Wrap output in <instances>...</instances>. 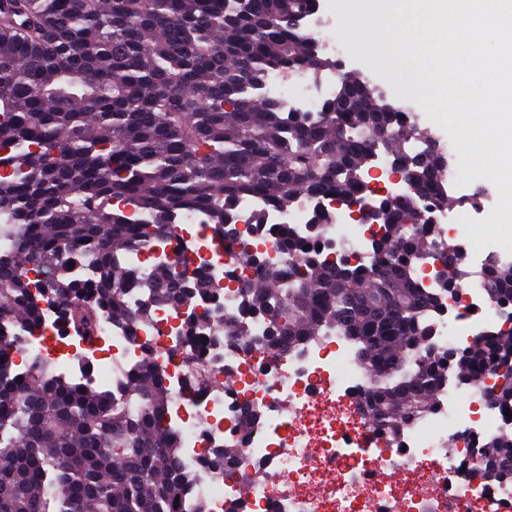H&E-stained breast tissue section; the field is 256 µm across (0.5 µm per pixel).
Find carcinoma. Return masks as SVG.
Masks as SVG:
<instances>
[{"instance_id":"carcinoma-1","label":"carcinoma","mask_w":512,"mask_h":512,"mask_svg":"<svg viewBox=\"0 0 512 512\" xmlns=\"http://www.w3.org/2000/svg\"><path fill=\"white\" fill-rule=\"evenodd\" d=\"M317 0H0V512H210L187 500L172 392L143 346L122 396L56 375L36 353L11 368L24 335L53 307L60 335L98 338L99 319L136 326L153 305L190 308L184 336L217 296L207 275L174 264L149 274L151 301L130 306L124 257L168 237L184 212L212 237L237 241L234 264L257 277L221 336L255 347L247 318L267 320L261 348H297L325 330L355 337L373 376L362 395L390 441L437 408L448 376L469 382L493 365L495 405L512 410V265L485 261L483 286L501 308L494 330L466 349L432 347L440 296L464 287L466 249L448 240L435 288L418 277L435 236L425 209L475 206L479 192L448 194L427 133L353 73L312 116L285 112L264 92L275 74L322 76L336 67L304 18ZM388 154L423 199L375 197L372 261L329 253L321 201L358 195ZM302 196L316 203L309 234L268 224L266 212ZM259 198L250 233L290 259L263 263L236 227ZM311 249H305V246ZM322 249H317V246ZM240 450L208 445L201 463L236 473ZM482 479L512 483V430L483 441Z\"/></svg>"}]
</instances>
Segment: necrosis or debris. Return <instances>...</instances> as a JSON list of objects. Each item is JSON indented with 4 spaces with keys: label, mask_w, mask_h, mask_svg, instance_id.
Instances as JSON below:
<instances>
[{
    "label": "necrosis or debris",
    "mask_w": 512,
    "mask_h": 512,
    "mask_svg": "<svg viewBox=\"0 0 512 512\" xmlns=\"http://www.w3.org/2000/svg\"><path fill=\"white\" fill-rule=\"evenodd\" d=\"M346 219L345 213H335L328 237L337 250L370 261L368 232L352 230ZM430 219L436 231L433 252L465 234L452 209L431 211ZM204 222L201 214H185L165 241L129 255L133 301L143 298L138 282L142 271L180 259L192 269L205 266L219 290L222 311L237 312L240 298L226 278L233 268L232 251L210 238ZM433 252L419 269L428 288L436 264ZM480 270V263L471 264L461 305L450 316L436 317L433 339L439 347L464 348L499 323V313L480 285ZM183 318V311L158 309L151 322L133 331L105 319L99 346L90 348L57 337L54 314L48 310L40 329L26 336L23 345L73 379L91 384L98 376L85 371V359L103 362L117 388L126 371L141 362L142 343H150L173 393L168 419L183 440V464L193 474L191 495L205 499L211 512H228L239 501L240 480L199 464L201 448L209 443L239 447L242 469L263 466L248 512H400L399 497L383 480L390 472L423 474L425 491L410 493L414 512H512V485L484 481L465 467L489 432L512 428V418L489 399L500 382L491 370L482 371L474 385L442 386L437 411L406 425L399 443L391 445L372 427L361 404L370 376L349 337L330 330L286 352L224 346L201 355L182 336ZM197 357L210 380L192 393L186 374ZM245 406L257 411L258 418L243 433L237 421ZM319 477L328 481V490H312Z\"/></svg>",
    "instance_id": "obj_1"
}]
</instances>
